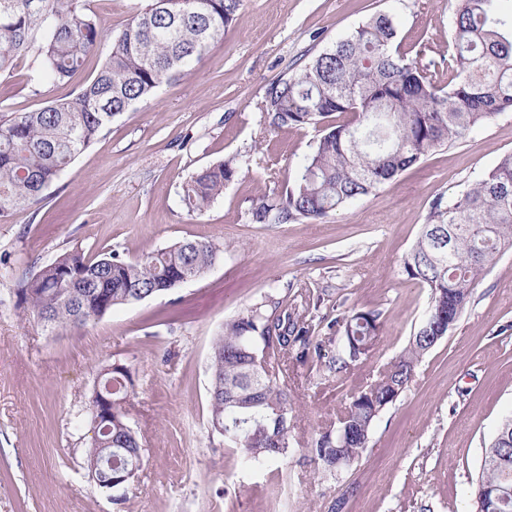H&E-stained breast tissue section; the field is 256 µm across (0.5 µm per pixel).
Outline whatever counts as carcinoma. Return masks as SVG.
I'll use <instances>...</instances> for the list:
<instances>
[{
  "label": "carcinoma",
  "mask_w": 512,
  "mask_h": 512,
  "mask_svg": "<svg viewBox=\"0 0 512 512\" xmlns=\"http://www.w3.org/2000/svg\"><path fill=\"white\" fill-rule=\"evenodd\" d=\"M496 0H457L448 82L432 62L394 47L395 20L378 14L297 73L272 84L262 101L269 127L326 125L301 174L277 198L252 209L263 224L321 221L366 196L481 122L512 110V16ZM243 0H131L130 19L112 35L97 74L65 101L30 112L0 113V219L37 206L59 174L112 120L153 98L164 85L191 76ZM103 33L90 0H0V81L23 60L27 86L71 78L96 54ZM346 120L326 124L331 116ZM238 170L229 158L185 182L182 201L202 214ZM512 250V153L456 200L433 204L403 261V272L430 290L426 317L405 350L352 397L337 426L320 432L306 452L319 474L337 477L359 456L382 413L408 387L420 359L456 322L470 292L497 257ZM220 254L206 238L186 239L134 261L115 251L89 259L74 248L20 281L28 309L55 328L79 329L113 308L167 292L204 274ZM309 305L277 302L224 323L211 351L209 424L224 444L264 465L285 457L294 428L292 396L282 379L290 350L329 373L345 372L368 356L380 314L357 311L327 324L318 338ZM133 379L129 368L106 369L97 397L109 402L106 429L91 437L86 466L99 485L121 479L127 491L142 465L138 437L127 421ZM474 512H512V417L485 448L472 484Z\"/></svg>",
  "instance_id": "1"
}]
</instances>
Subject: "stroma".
<instances>
[{
  "mask_svg": "<svg viewBox=\"0 0 512 512\" xmlns=\"http://www.w3.org/2000/svg\"><path fill=\"white\" fill-rule=\"evenodd\" d=\"M456 0H244L224 39L187 80L136 104L59 176L40 205L0 220V512H473L482 450L512 416V252L472 288L459 318L418 363L367 448L340 478L314 474L302 444L337 424L353 393L398 357L425 316L429 291L402 272L435 201L451 202L512 153V111L357 198L322 221L258 224L256 203L294 180L320 129H270L271 84L370 16L397 22L407 51L448 62ZM31 95L25 66L0 82V106L29 112L70 99L100 68ZM236 158L240 169L203 215L182 185ZM221 246L216 263L164 294L114 308L76 330L45 327L18 281L74 248L132 260L177 241ZM321 297L316 335L337 311H376L370 356L330 378L288 363L298 440L276 467L245 460L208 427L210 353L226 321L257 304ZM134 373L126 405L143 466L122 503L84 460L86 403L99 372Z\"/></svg>",
  "mask_w": 512,
  "mask_h": 512,
  "instance_id": "1",
  "label": "stroma"
}]
</instances>
